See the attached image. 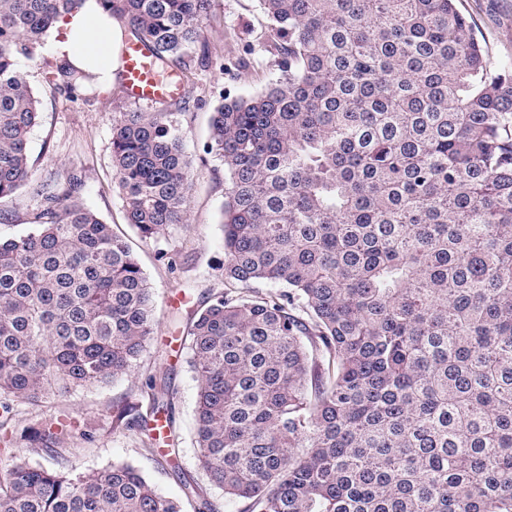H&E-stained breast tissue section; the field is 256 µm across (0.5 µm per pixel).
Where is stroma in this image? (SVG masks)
Segmentation results:
<instances>
[{
	"label": "stroma",
	"mask_w": 512,
	"mask_h": 512,
	"mask_svg": "<svg viewBox=\"0 0 512 512\" xmlns=\"http://www.w3.org/2000/svg\"><path fill=\"white\" fill-rule=\"evenodd\" d=\"M456 7L471 22L491 59L512 60V0H456ZM204 27L211 63L189 72L188 107L171 108L191 159L190 221L155 239H142L126 223L114 188L112 124L127 103L121 88L71 98L48 83L45 49L18 61L40 101V117L29 134L35 179L67 167L81 172V202L128 241L148 276L155 330L130 375L109 384L56 391L37 405L17 403L15 426L23 429L51 419L75 418L78 428L62 452L71 475L128 463L164 496L182 498L183 481L188 478L202 487L206 498L220 503L224 497L210 485L193 445L197 382L179 345L208 293L224 286V168L204 151L210 117L223 94H243L264 85L268 59L257 50L266 28L257 0H212ZM244 57L249 65L237 67V60ZM150 376L170 379L173 388L178 436L174 467L161 455L143 450L136 432L113 419L114 407L125 401L138 403L142 413L150 412L152 401L143 390Z\"/></svg>",
	"instance_id": "35a3bbf8"
}]
</instances>
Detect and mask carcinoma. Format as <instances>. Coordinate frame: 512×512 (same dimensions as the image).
I'll use <instances>...</instances> for the list:
<instances>
[{
    "label": "carcinoma",
    "mask_w": 512,
    "mask_h": 512,
    "mask_svg": "<svg viewBox=\"0 0 512 512\" xmlns=\"http://www.w3.org/2000/svg\"><path fill=\"white\" fill-rule=\"evenodd\" d=\"M78 0H0V444L50 456L61 420L16 432V401L127 375L155 301L128 243L83 206L77 172L33 181L38 99L17 65ZM162 70L209 66L212 0H102ZM271 78L224 95L205 152L224 166V289L184 336L194 446L241 512H512V62L455 0H257ZM48 82L97 74L47 63ZM127 223L189 221L170 113L112 124ZM258 282L280 285L273 293ZM116 420L169 442L136 407ZM0 512H184L132 465L72 477L19 460ZM36 206L37 200L29 186L21 189L12 199L3 201L0 209L11 214L12 219L9 223H0V235L8 237L25 227L24 224H29Z\"/></svg>",
    "instance_id": "carcinoma-1"
}]
</instances>
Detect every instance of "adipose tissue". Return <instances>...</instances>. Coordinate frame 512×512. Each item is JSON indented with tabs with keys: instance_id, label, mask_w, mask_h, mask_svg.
<instances>
[{
	"instance_id": "obj_1",
	"label": "adipose tissue",
	"mask_w": 512,
	"mask_h": 512,
	"mask_svg": "<svg viewBox=\"0 0 512 512\" xmlns=\"http://www.w3.org/2000/svg\"><path fill=\"white\" fill-rule=\"evenodd\" d=\"M125 29V22L106 13L99 0H83L56 18L47 50L55 59L96 73L99 89L108 92L119 82Z\"/></svg>"
}]
</instances>
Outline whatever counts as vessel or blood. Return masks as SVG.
<instances>
[{"label":"vessel or blood","instance_id":"1","mask_svg":"<svg viewBox=\"0 0 512 512\" xmlns=\"http://www.w3.org/2000/svg\"><path fill=\"white\" fill-rule=\"evenodd\" d=\"M122 89L126 98L138 103L167 101L185 92L180 81L159 73L148 48L136 43L125 51Z\"/></svg>","mask_w":512,"mask_h":512}]
</instances>
